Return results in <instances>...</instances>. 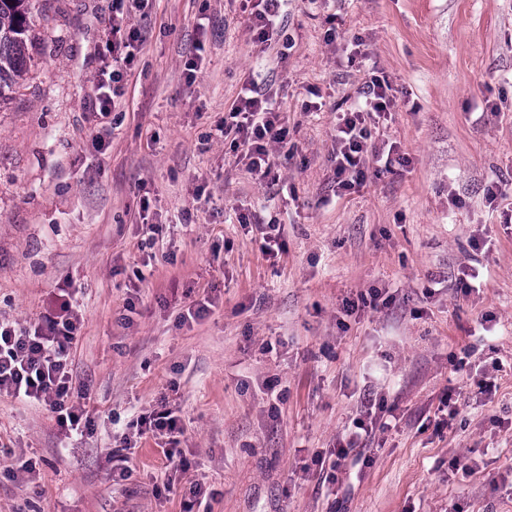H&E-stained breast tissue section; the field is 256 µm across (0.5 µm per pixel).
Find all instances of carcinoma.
<instances>
[{
  "label": "carcinoma",
  "mask_w": 512,
  "mask_h": 512,
  "mask_svg": "<svg viewBox=\"0 0 512 512\" xmlns=\"http://www.w3.org/2000/svg\"><path fill=\"white\" fill-rule=\"evenodd\" d=\"M31 0H0V102L20 87L28 72Z\"/></svg>",
  "instance_id": "carcinoma-1"
}]
</instances>
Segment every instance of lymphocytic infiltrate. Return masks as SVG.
I'll return each mask as SVG.
<instances>
[{"instance_id": "lymphocytic-infiltrate-1", "label": "lymphocytic infiltrate", "mask_w": 512, "mask_h": 512, "mask_svg": "<svg viewBox=\"0 0 512 512\" xmlns=\"http://www.w3.org/2000/svg\"><path fill=\"white\" fill-rule=\"evenodd\" d=\"M125 0H113L111 92L95 95L100 112L114 110L121 96V65L132 57L131 47L141 34L129 27L123 16ZM247 12L254 40L270 41L280 34L282 0H240ZM361 95L362 107L336 116V185L344 192L360 188L367 179L370 161L383 163L385 170L404 164L397 145L381 147L372 142L370 124L390 114L394 106L392 85L385 72L371 66ZM220 131L229 139L233 152L247 161L257 179L269 177L275 166V153L288 138V127L267 92L255 81H247L240 95L224 114ZM80 324L77 310L68 299L57 300L54 307L35 321L20 325L0 320V394L5 393L48 407L58 426L79 430L83 410L74 400L69 349ZM141 433L166 436L169 442L164 456L169 464L182 468L178 437L183 428L173 408H161L141 416Z\"/></svg>"}]
</instances>
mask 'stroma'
Listing matches in <instances>:
<instances>
[{
    "mask_svg": "<svg viewBox=\"0 0 512 512\" xmlns=\"http://www.w3.org/2000/svg\"><path fill=\"white\" fill-rule=\"evenodd\" d=\"M126 11L143 42L119 108L90 103L112 0H33L31 68L0 104V319L71 293L73 385L94 421L69 439L0 395V512H512V0H286L264 46L239 0ZM374 63L396 103L372 141L409 163L341 197L336 115ZM250 78L289 129L262 181L219 131ZM147 222L163 227L151 243ZM469 268L482 277L465 295ZM375 288L394 302L341 313ZM372 395L386 411L321 468ZM165 402L184 472L136 433ZM121 448L132 472L116 478ZM459 454L471 473L452 470ZM20 458L33 471L15 478Z\"/></svg>",
    "mask_w": 512,
    "mask_h": 512,
    "instance_id": "35a3bbf8",
    "label": "stroma"
}]
</instances>
